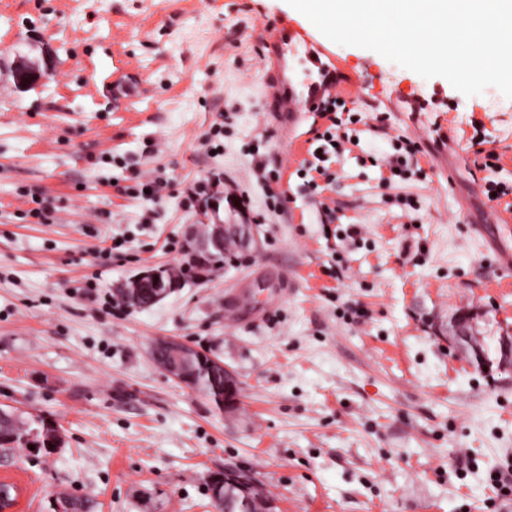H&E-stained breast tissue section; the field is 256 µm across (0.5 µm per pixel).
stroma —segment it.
<instances>
[{"mask_svg":"<svg viewBox=\"0 0 512 512\" xmlns=\"http://www.w3.org/2000/svg\"><path fill=\"white\" fill-rule=\"evenodd\" d=\"M235 1L0 0V406L65 440L45 458L0 456V480L21 489L14 512H47L56 493L97 512H214L206 477L227 467L275 512H512L488 480L512 464V370L479 368L454 339L463 313L489 351L512 333V279L467 231L496 207L474 126L512 183V99L498 89L468 97L332 44L356 66L346 106L362 117L331 165L334 221L290 178L288 219L261 225L257 249L152 308L115 302L141 270L183 260L200 226L180 207L193 183L247 179L255 148L291 170L306 155L312 113L290 138L264 108L271 25L296 11ZM19 63L40 79L18 87ZM397 82L420 108L382 96ZM227 105L234 134L215 158L203 135ZM399 135L420 139L421 170L386 186L367 159ZM156 170L160 198L118 193ZM33 193L54 223L29 217ZM163 337L223 361L238 407L166 376L150 356Z\"/></svg>","mask_w":512,"mask_h":512,"instance_id":"1","label":"stroma"}]
</instances>
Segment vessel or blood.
I'll list each match as a JSON object with an SVG mask.
<instances>
[{
    "instance_id": "obj_1",
    "label": "vessel or blood",
    "mask_w": 512,
    "mask_h": 512,
    "mask_svg": "<svg viewBox=\"0 0 512 512\" xmlns=\"http://www.w3.org/2000/svg\"><path fill=\"white\" fill-rule=\"evenodd\" d=\"M272 51L276 67L267 75L274 87L273 109L289 125H296L306 107L337 87H351L345 59L330 53L299 21L284 17L274 29ZM474 232L496 255L501 272L512 274V211L499 213L494 224H477Z\"/></svg>"
}]
</instances>
